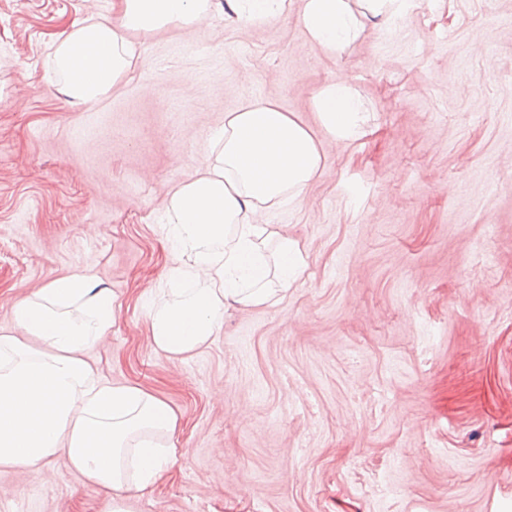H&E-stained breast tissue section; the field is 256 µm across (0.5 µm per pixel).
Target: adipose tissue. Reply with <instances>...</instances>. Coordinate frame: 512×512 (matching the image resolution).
Returning <instances> with one entry per match:
<instances>
[{
	"instance_id": "1",
	"label": "adipose tissue",
	"mask_w": 512,
	"mask_h": 512,
	"mask_svg": "<svg viewBox=\"0 0 512 512\" xmlns=\"http://www.w3.org/2000/svg\"><path fill=\"white\" fill-rule=\"evenodd\" d=\"M412 0H299L304 37L332 57L365 25L387 31ZM288 0H113L112 14L73 24L50 44L75 107L113 91L138 58L135 36L190 32L211 14L254 25L287 13ZM323 130L342 141L366 134L360 98L347 82L313 99ZM322 154L312 133L272 101L228 113L200 169L169 195L158 233L172 264L149 296L155 349L181 357L207 345L230 306L277 303L305 260L279 236L275 260L261 243L260 209L297 201L315 179ZM12 329L0 332V468L36 471L64 456L85 484L110 494L109 512H127L126 492L152 485L173 463L177 416L136 385L101 381L85 352L109 332L115 299L94 278L58 277L17 298Z\"/></svg>"
}]
</instances>
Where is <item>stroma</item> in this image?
Returning <instances> with one entry per match:
<instances>
[{"label":"stroma","instance_id":"obj_1","mask_svg":"<svg viewBox=\"0 0 512 512\" xmlns=\"http://www.w3.org/2000/svg\"><path fill=\"white\" fill-rule=\"evenodd\" d=\"M112 0H0V328L14 301L88 274L117 311L87 352L178 417L175 461L129 512H512V0H416L336 56L296 10L139 38L134 70L73 107L48 43ZM345 81L369 114L349 143L313 98ZM272 100L319 142L300 201L262 221L306 267L274 305L234 306L174 358L147 297L155 230L226 113ZM59 456L0 469V512H106Z\"/></svg>","mask_w":512,"mask_h":512}]
</instances>
